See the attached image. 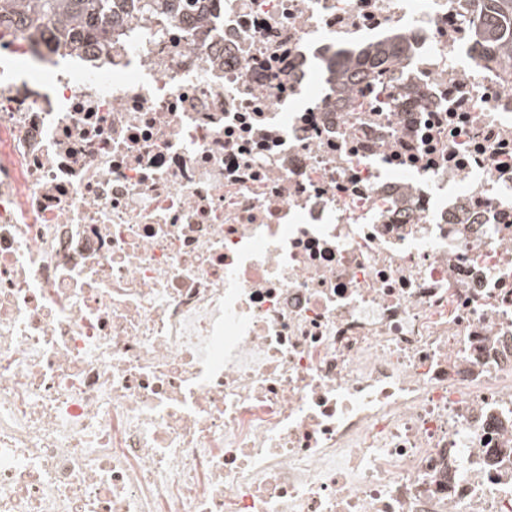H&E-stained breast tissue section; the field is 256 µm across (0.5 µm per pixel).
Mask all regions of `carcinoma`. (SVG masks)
I'll list each match as a JSON object with an SVG mask.
<instances>
[{
	"label": "carcinoma",
	"instance_id": "obj_1",
	"mask_svg": "<svg viewBox=\"0 0 512 512\" xmlns=\"http://www.w3.org/2000/svg\"><path fill=\"white\" fill-rule=\"evenodd\" d=\"M201 0H0V22L18 20L37 39L59 46L80 45L95 40L112 45V18L130 3L136 14L153 18L195 12ZM474 36L481 59L512 74V0H486L485 14L474 23ZM395 44L367 48L338 70L343 75L360 65L368 69L389 67L398 61Z\"/></svg>",
	"mask_w": 512,
	"mask_h": 512
}]
</instances>
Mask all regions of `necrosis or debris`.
I'll use <instances>...</instances> for the list:
<instances>
[{
    "mask_svg": "<svg viewBox=\"0 0 512 512\" xmlns=\"http://www.w3.org/2000/svg\"><path fill=\"white\" fill-rule=\"evenodd\" d=\"M483 0L0 25V512H512V76ZM397 40L348 84L336 62ZM485 14L474 23L481 59L512 74V0H484Z\"/></svg>",
    "mask_w": 512,
    "mask_h": 512,
    "instance_id": "obj_1",
    "label": "necrosis or debris"
}]
</instances>
